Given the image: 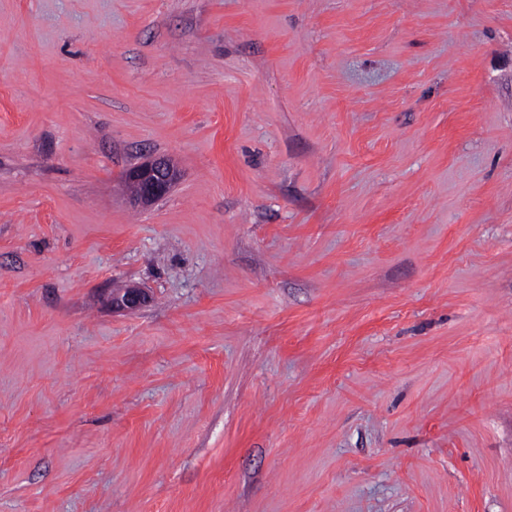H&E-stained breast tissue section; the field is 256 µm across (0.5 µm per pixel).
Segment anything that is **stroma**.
I'll return each instance as SVG.
<instances>
[{"label": "stroma", "mask_w": 512, "mask_h": 512, "mask_svg": "<svg viewBox=\"0 0 512 512\" xmlns=\"http://www.w3.org/2000/svg\"><path fill=\"white\" fill-rule=\"evenodd\" d=\"M0 512H512V0H0ZM176 179L175 167L163 157L134 167L126 174L127 182L135 187L134 198L141 203H149L169 193Z\"/></svg>", "instance_id": "1"}]
</instances>
